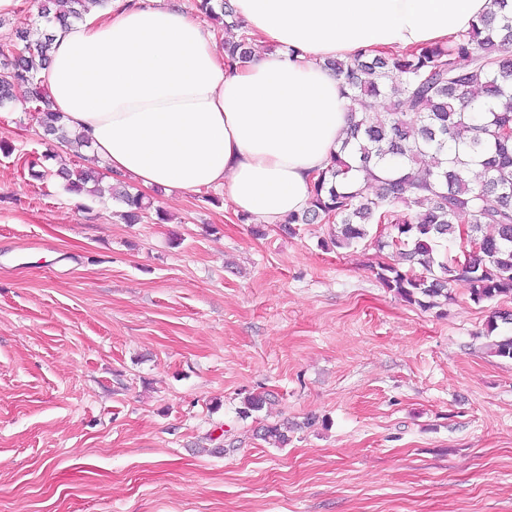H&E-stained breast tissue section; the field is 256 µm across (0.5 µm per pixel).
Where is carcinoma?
<instances>
[{"label":"carcinoma","instance_id":"1","mask_svg":"<svg viewBox=\"0 0 512 512\" xmlns=\"http://www.w3.org/2000/svg\"><path fill=\"white\" fill-rule=\"evenodd\" d=\"M104 2L67 0L62 13L51 9L56 0H43L39 28L20 32L22 48L0 57V107L12 101L15 86H26L44 137L74 152L86 140L52 108L39 71L50 59L52 31ZM494 2L499 12L446 42L324 62L343 79L349 111L361 117L313 182L309 209L279 224L288 234L297 224H335L338 248L367 240L375 225H390L388 239L375 246L396 250L399 262L378 263L377 278L423 309L447 302L459 284L477 304L512 296V0ZM197 8L224 32L239 31L224 43L229 60L250 59L252 38L229 0H199ZM461 144L483 167L481 180L460 157L448 158ZM59 175L72 193L99 192L94 170ZM111 191L125 206L122 219L140 223L147 209L142 194L127 186ZM464 238L477 250H460ZM263 437L283 447L288 427L270 425Z\"/></svg>","mask_w":512,"mask_h":512}]
</instances>
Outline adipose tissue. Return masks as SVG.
<instances>
[{
  "label": "adipose tissue",
  "mask_w": 512,
  "mask_h": 512,
  "mask_svg": "<svg viewBox=\"0 0 512 512\" xmlns=\"http://www.w3.org/2000/svg\"><path fill=\"white\" fill-rule=\"evenodd\" d=\"M491 3L232 0L265 47L232 64L175 7L111 0L57 34L40 77L112 172L148 190L220 187L236 214L275 224L309 207L352 120L323 60L447 41Z\"/></svg>",
  "instance_id": "obj_1"
}]
</instances>
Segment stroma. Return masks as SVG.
Returning <instances> with one entry per match:
<instances>
[{
  "mask_svg": "<svg viewBox=\"0 0 512 512\" xmlns=\"http://www.w3.org/2000/svg\"><path fill=\"white\" fill-rule=\"evenodd\" d=\"M4 144L0 512H512V360L486 334L512 298L407 304L374 246L254 236L220 188L145 192L138 224L80 209L56 171L98 162L46 158L22 87Z\"/></svg>",
  "mask_w": 512,
  "mask_h": 512,
  "instance_id": "obj_1",
  "label": "stroma"
}]
</instances>
